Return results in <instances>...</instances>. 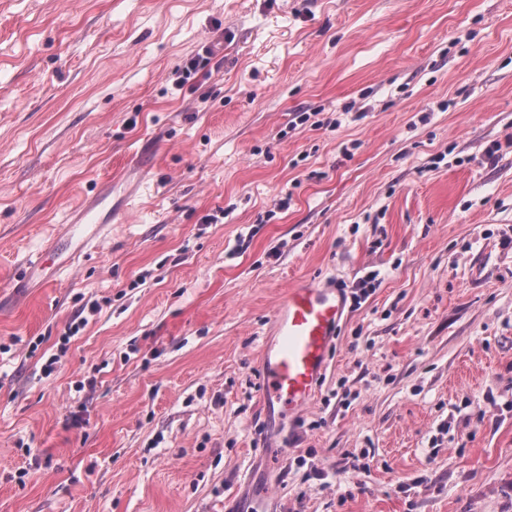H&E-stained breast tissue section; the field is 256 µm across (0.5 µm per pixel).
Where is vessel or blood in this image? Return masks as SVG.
Returning a JSON list of instances; mask_svg holds the SVG:
<instances>
[{
  "label": "vessel or blood",
  "mask_w": 512,
  "mask_h": 512,
  "mask_svg": "<svg viewBox=\"0 0 512 512\" xmlns=\"http://www.w3.org/2000/svg\"><path fill=\"white\" fill-rule=\"evenodd\" d=\"M106 192L69 220L65 237L75 253L97 247L107 237ZM348 316V296L331 284L301 282L289 288L273 315L274 334L261 350L259 396L266 420L277 429L302 415L329 366L330 353Z\"/></svg>",
  "instance_id": "vessel-or-blood-1"
}]
</instances>
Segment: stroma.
Wrapping results in <instances>:
<instances>
[{"mask_svg":"<svg viewBox=\"0 0 512 512\" xmlns=\"http://www.w3.org/2000/svg\"><path fill=\"white\" fill-rule=\"evenodd\" d=\"M110 180L125 222L29 268ZM305 280L361 301L272 464ZM253 473L512 512V0H0V512H247Z\"/></svg>","mask_w":512,"mask_h":512,"instance_id":"obj_1","label":"stroma"}]
</instances>
